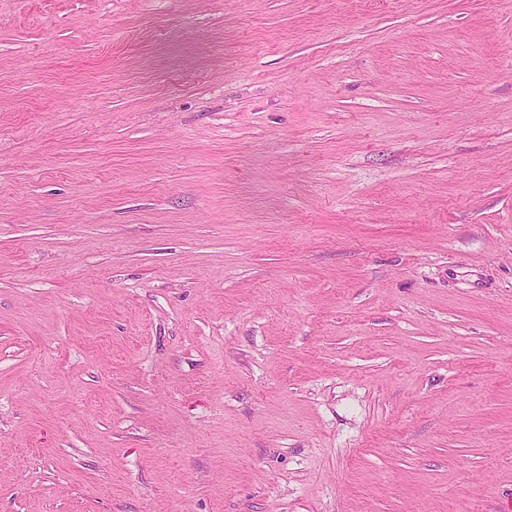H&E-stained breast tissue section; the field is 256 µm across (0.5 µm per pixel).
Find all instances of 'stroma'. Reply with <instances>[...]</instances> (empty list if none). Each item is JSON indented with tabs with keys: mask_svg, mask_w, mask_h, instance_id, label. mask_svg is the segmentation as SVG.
<instances>
[{
	"mask_svg": "<svg viewBox=\"0 0 512 512\" xmlns=\"http://www.w3.org/2000/svg\"><path fill=\"white\" fill-rule=\"evenodd\" d=\"M0 512H512V0H0Z\"/></svg>",
	"mask_w": 512,
	"mask_h": 512,
	"instance_id": "stroma-1",
	"label": "stroma"
}]
</instances>
